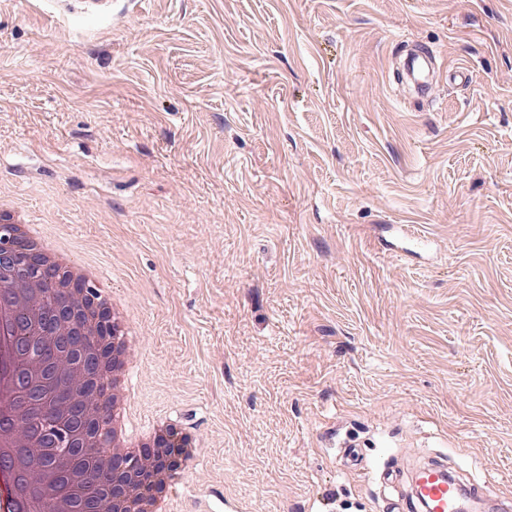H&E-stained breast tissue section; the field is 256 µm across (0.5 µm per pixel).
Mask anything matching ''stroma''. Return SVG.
<instances>
[{
  "mask_svg": "<svg viewBox=\"0 0 512 512\" xmlns=\"http://www.w3.org/2000/svg\"><path fill=\"white\" fill-rule=\"evenodd\" d=\"M0 197L124 289L177 512H396L438 453L512 494V0H0ZM408 74L414 80L419 94L429 95L436 85L427 77L434 73V58L427 50H421L411 55L407 64Z\"/></svg>",
  "mask_w": 512,
  "mask_h": 512,
  "instance_id": "1",
  "label": "stroma"
}]
</instances>
